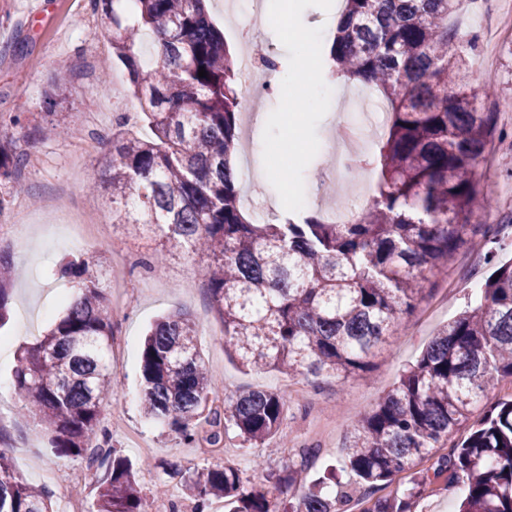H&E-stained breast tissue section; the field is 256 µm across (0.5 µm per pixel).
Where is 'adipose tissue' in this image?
I'll use <instances>...</instances> for the list:
<instances>
[{
  "label": "adipose tissue",
  "instance_id": "ef3b65f1",
  "mask_svg": "<svg viewBox=\"0 0 512 512\" xmlns=\"http://www.w3.org/2000/svg\"><path fill=\"white\" fill-rule=\"evenodd\" d=\"M281 35L300 51L302 66L292 75L276 73L275 81L284 85L301 84L308 91L306 98L299 103L300 115L289 121L287 128L279 133L282 151L296 159L304 150V144L299 135V128L304 121L303 110L311 107L321 111L331 107L337 94L339 81L330 76L324 56L316 55L312 50L314 43L324 37L322 29L307 28L289 21L282 27Z\"/></svg>",
  "mask_w": 512,
  "mask_h": 512
}]
</instances>
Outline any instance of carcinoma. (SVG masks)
<instances>
[{"instance_id": "carcinoma-1", "label": "carcinoma", "mask_w": 512, "mask_h": 512, "mask_svg": "<svg viewBox=\"0 0 512 512\" xmlns=\"http://www.w3.org/2000/svg\"><path fill=\"white\" fill-rule=\"evenodd\" d=\"M343 20L326 56L333 72L378 89L388 132L376 156L377 192L348 224L286 212L276 224L254 221L240 204L232 157L243 108L240 60L205 0H89L101 15L112 61L127 71L130 97L151 135L121 128L102 158L112 189V219L132 235L159 237L157 260L196 254L224 350L247 367L346 380L373 367L375 350L430 292L425 272L448 269L480 236L488 274L480 302L448 321L396 385L353 426L346 458L367 492L363 512H415L428 481L463 485L459 512H512V395L482 405L487 391L512 381V259L501 258L509 224L475 229L471 218L494 208L475 168L496 130L495 114L476 106L487 88L469 85L451 44L458 0H342ZM161 38L154 67H143V36ZM207 76L201 78L199 70ZM63 77L45 99H66ZM26 153L0 130V180L20 184ZM95 260L60 264L76 284L65 313L18 358L16 394L50 432L57 455L95 453L105 469L97 512H147L131 462L110 449L103 427L114 326L104 314ZM10 253L0 249V322L11 300ZM140 378L146 414L188 446L224 447L233 432L266 447L288 411L284 392L256 389L221 396L208 374L194 324L181 310L148 329ZM209 430L201 432L199 421ZM442 448L446 453H439ZM433 460V476L417 474ZM407 473L410 486L373 491ZM258 486L221 462L185 480L195 512L213 500L226 512H348L352 492L333 493L336 472L305 484L289 466ZM291 497L278 495L282 488ZM0 512H55L47 492L15 476L0 450Z\"/></svg>"}]
</instances>
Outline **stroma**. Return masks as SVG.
I'll return each mask as SVG.
<instances>
[{
	"label": "stroma",
	"instance_id": "obj_1",
	"mask_svg": "<svg viewBox=\"0 0 512 512\" xmlns=\"http://www.w3.org/2000/svg\"><path fill=\"white\" fill-rule=\"evenodd\" d=\"M511 11L512 0H492L488 5L480 0L465 19L454 22L455 43L465 52L474 85L490 79L499 82L480 102L483 111L496 113V126L505 133L497 143L502 154H512V116L504 111L512 103V68L502 58L495 69H483L480 57L490 44L486 33L493 14ZM260 13L262 22L252 44L266 48L279 70H298V52L279 38L288 17L281 0H261ZM111 53L89 0H0V116L21 114L22 124L13 133L28 155L20 187L0 183V193L10 197L9 207L0 214L23 227L22 241L0 235V245L11 251L17 273L9 319L0 326V431L6 436L0 449L10 457L17 477L50 491L56 512H95L103 469L80 457L54 454L47 429L25 410L12 385L19 348L32 340L28 324L45 331L63 312V297L71 291L70 284L53 275L51 263L92 256L101 263L104 309L115 327L107 407L121 420L106 422L105 427L112 448L136 465L139 488L154 512H172L190 501L184 472L218 459L262 485L270 472L297 460L300 449L312 448L316 457L307 468L309 479L337 467L342 483L352 484L353 476L341 468L352 425L392 388L448 320L478 303L487 275L479 250L464 249L447 272L437 276L433 291L395 327L379 348L374 369L366 374L344 381L329 376L313 381L241 367L224 353V335L196 273V258L155 262L158 237H126L123 225L112 221L101 159L112 147L115 120L124 116L126 128L135 133L145 135L149 129L125 96L123 69H115L119 81L113 88L99 91L98 64ZM59 70L70 76V94L50 115L44 106L45 89L48 78ZM362 89L358 82L342 84L334 106L302 126L307 149L295 162L269 139L271 129L289 116L294 104L289 93L271 91L242 115L236 163L238 169L254 171V179L244 180V191L266 219L277 221L275 203L287 188L309 198L310 213L321 214L342 201H356L361 186L375 187L373 170L364 184L346 183L341 197L322 178L335 162L327 145L336 125L353 113L349 93ZM48 121L60 125V135L26 137V130ZM76 212L93 225V238L73 239L68 220ZM173 309L188 312L195 322L206 367L225 394L248 389L288 394V417L273 440L278 454L265 456L233 435L225 439L220 454L204 442L189 448L175 431L146 415L140 387L142 335L155 317Z\"/></svg>",
	"mask_w": 512,
	"mask_h": 512
}]
</instances>
